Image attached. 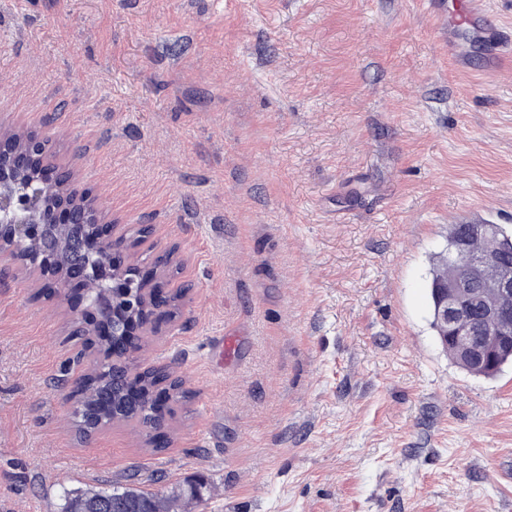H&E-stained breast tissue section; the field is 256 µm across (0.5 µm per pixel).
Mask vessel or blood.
Wrapping results in <instances>:
<instances>
[{"label":"vessel or blood","instance_id":"obj_1","mask_svg":"<svg viewBox=\"0 0 512 512\" xmlns=\"http://www.w3.org/2000/svg\"><path fill=\"white\" fill-rule=\"evenodd\" d=\"M475 51L482 56L481 75L499 72L512 61V30L491 13L487 0H457L448 17V59L463 68Z\"/></svg>","mask_w":512,"mask_h":512}]
</instances>
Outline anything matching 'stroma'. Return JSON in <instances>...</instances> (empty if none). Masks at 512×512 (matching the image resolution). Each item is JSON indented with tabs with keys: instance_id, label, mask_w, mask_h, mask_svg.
Masks as SVG:
<instances>
[{
	"instance_id": "1",
	"label": "stroma",
	"mask_w": 512,
	"mask_h": 512,
	"mask_svg": "<svg viewBox=\"0 0 512 512\" xmlns=\"http://www.w3.org/2000/svg\"><path fill=\"white\" fill-rule=\"evenodd\" d=\"M0 127L55 147L180 294L128 354L180 376L166 448L79 441L74 300L0 261V512L201 488L195 512H512V366L430 326L448 227L512 228V64L448 60L419 0H0Z\"/></svg>"
}]
</instances>
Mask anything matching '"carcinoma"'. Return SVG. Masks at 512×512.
<instances>
[{"mask_svg":"<svg viewBox=\"0 0 512 512\" xmlns=\"http://www.w3.org/2000/svg\"><path fill=\"white\" fill-rule=\"evenodd\" d=\"M93 213L92 202L81 201L72 217L74 227L69 239L71 244L66 261L77 274L86 261L89 230L87 216ZM485 255L489 261L482 268L470 269L471 256ZM512 266V234L499 224H453L448 230L446 253L440 255L430 282L431 326L435 336L448 355L465 371L475 377H492L501 368L512 363V320L495 323L485 335L506 333L507 345L500 348L490 362L480 363L463 354L457 345L446 340L448 328L441 321L437 307L445 291L460 279L467 277L477 307H488L512 312V295H503L488 287L502 271ZM127 365L121 356L109 360L82 377L83 387L89 391L81 408L74 410V426L79 436L85 438L99 428L115 421L135 419L145 429L157 427L158 418L153 414V388L158 380L168 381V388L185 398L180 378L169 379L162 371L144 373L139 378L142 397L135 403L126 400L128 386ZM200 498V490L193 484H179L165 492H155L128 484L125 486L74 488L63 492L62 512H178L186 503Z\"/></svg>","mask_w":512,"mask_h":512,"instance_id":"obj_1","label":"carcinoma"}]
</instances>
